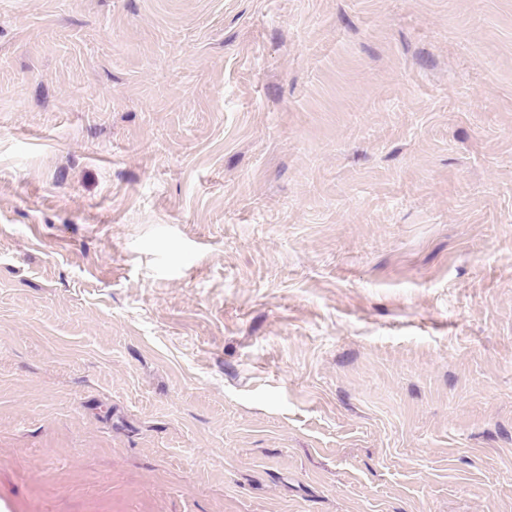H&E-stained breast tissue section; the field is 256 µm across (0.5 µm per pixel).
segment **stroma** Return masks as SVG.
<instances>
[{"instance_id": "obj_1", "label": "stroma", "mask_w": 512, "mask_h": 512, "mask_svg": "<svg viewBox=\"0 0 512 512\" xmlns=\"http://www.w3.org/2000/svg\"><path fill=\"white\" fill-rule=\"evenodd\" d=\"M0 512H512V0H0Z\"/></svg>"}]
</instances>
